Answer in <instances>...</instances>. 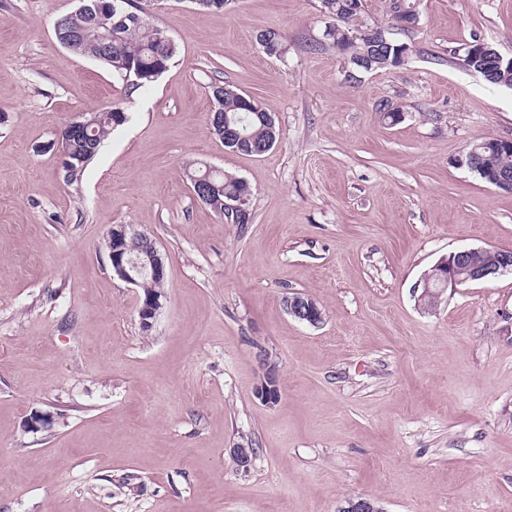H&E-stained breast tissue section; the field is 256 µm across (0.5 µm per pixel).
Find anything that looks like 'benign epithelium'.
<instances>
[{
  "label": "benign epithelium",
  "instance_id": "obj_1",
  "mask_svg": "<svg viewBox=\"0 0 512 512\" xmlns=\"http://www.w3.org/2000/svg\"><path fill=\"white\" fill-rule=\"evenodd\" d=\"M94 8L100 14L117 18V22H123L129 13L126 12L123 0H95ZM464 54L467 56H489L493 64L507 71H512V57L506 58L497 51L489 52L486 43L478 40L466 45ZM83 123L73 120L64 125L58 134L56 145L60 157L61 167L71 166L68 153V139L82 131ZM251 193L246 192L230 201L224 202V214L228 217L238 218L245 214L250 207ZM136 231L129 225L116 224L112 226L106 237V248L114 274L122 281L139 285V278L149 274L155 278L166 277V266L157 247V242L144 233L139 234L143 243L141 253L133 256L127 249L126 240ZM487 252L485 247L465 248L451 252L442 258L435 268L438 272L434 276L424 278L421 298L432 296L439 298L448 288L481 281L494 279L502 274L512 272V252L501 250L495 264L489 266L480 261L482 254ZM163 306V296L147 294L140 299L138 315L140 324L144 330H149ZM286 308L288 314L300 322L311 326H318L323 322V313L319 306L311 299H305L295 295L287 299ZM257 395L267 404L273 405L278 401L279 388L274 371H269L261 383ZM54 423V416L47 413H36L27 421L25 428L29 432H39L49 429ZM339 512H383L374 502L362 497H351L344 501Z\"/></svg>",
  "mask_w": 512,
  "mask_h": 512
}]
</instances>
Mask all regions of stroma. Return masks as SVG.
Instances as JSON below:
<instances>
[{
  "label": "stroma",
  "mask_w": 512,
  "mask_h": 512,
  "mask_svg": "<svg viewBox=\"0 0 512 512\" xmlns=\"http://www.w3.org/2000/svg\"><path fill=\"white\" fill-rule=\"evenodd\" d=\"M413 2L408 61L356 72L320 0H156L179 52L130 93L58 43L78 0H0V512H512V273L418 304L448 253L512 249V192L456 164L512 138V89L461 64L476 39L512 56V0ZM215 83L275 113L269 152L215 138ZM114 104L129 121L67 185L59 128ZM208 165L247 181L251 223L192 195L186 169ZM114 224L165 261L147 331ZM294 294L323 324L288 314ZM36 411L54 426L25 431Z\"/></svg>",
  "instance_id": "1"
}]
</instances>
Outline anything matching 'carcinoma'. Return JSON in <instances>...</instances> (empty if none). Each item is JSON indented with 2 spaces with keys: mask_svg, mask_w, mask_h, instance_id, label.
<instances>
[{
  "mask_svg": "<svg viewBox=\"0 0 512 512\" xmlns=\"http://www.w3.org/2000/svg\"><path fill=\"white\" fill-rule=\"evenodd\" d=\"M131 12L134 16L126 18L119 28L112 29V38L105 39L107 28L92 11L65 14L60 16L61 23L54 28L57 41L65 42L71 52L108 67L112 73L121 78L125 75V67L130 65L138 70V75L131 76L129 86L134 90L151 86L158 79V68H169L177 56L179 48L176 42H163L159 39L158 27L149 19L152 0H133ZM325 13L337 16L338 29L326 37L334 46H340L344 40V32L350 31V20L355 13L347 9V0H322ZM463 65L480 74L487 83L494 86L512 88V74H505L496 69L491 60H482V68L464 58ZM213 111L224 114V121L229 127L239 133L242 140L237 152L251 154V147L263 141L267 136L265 123L266 108L255 109L247 106L241 92L234 86H226L224 98L213 99ZM129 120V115L121 107H113L112 112H90L82 117L88 130L82 135L72 137L68 148L73 158L74 171L64 176L69 184L79 183L88 165L98 155L103 142L115 129L123 126ZM483 163L474 170L481 180L488 181V174L497 169L512 170V155L501 153L494 149L493 143H488L482 150ZM187 179L199 178L201 183L212 182L224 187L223 199L237 195L247 189V184L239 177L224 171L211 169H190Z\"/></svg>",
  "mask_w": 512,
  "mask_h": 512,
  "instance_id": "carcinoma-1",
  "label": "carcinoma"
}]
</instances>
